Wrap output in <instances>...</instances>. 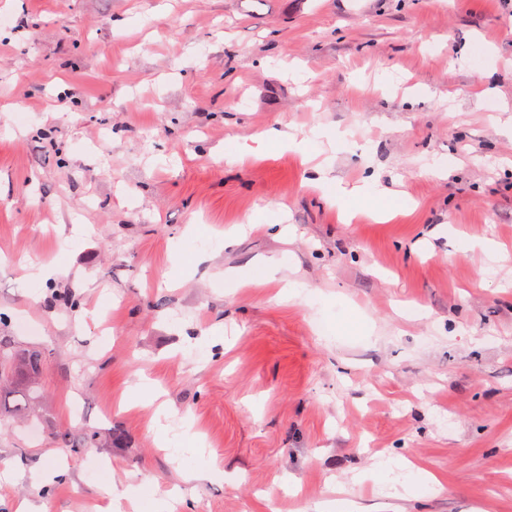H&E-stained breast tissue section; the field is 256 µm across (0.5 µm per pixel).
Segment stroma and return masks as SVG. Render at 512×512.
<instances>
[{"instance_id": "obj_1", "label": "stroma", "mask_w": 512, "mask_h": 512, "mask_svg": "<svg viewBox=\"0 0 512 512\" xmlns=\"http://www.w3.org/2000/svg\"><path fill=\"white\" fill-rule=\"evenodd\" d=\"M0 16V335L45 359L0 379V471L65 473L0 482V512H113L106 477L192 512H312L341 487L392 512L386 485L352 484L383 457L439 480L405 512H512V0H0ZM285 124L351 130L312 153L349 183L379 173L396 217L343 223L296 153L210 154ZM178 241L211 261L175 277ZM271 254L303 297L258 287ZM57 257L67 275L26 278ZM142 374L204 455L159 447L153 406L123 396ZM64 429L97 444L58 445ZM208 455L218 474L190 488Z\"/></svg>"}]
</instances>
